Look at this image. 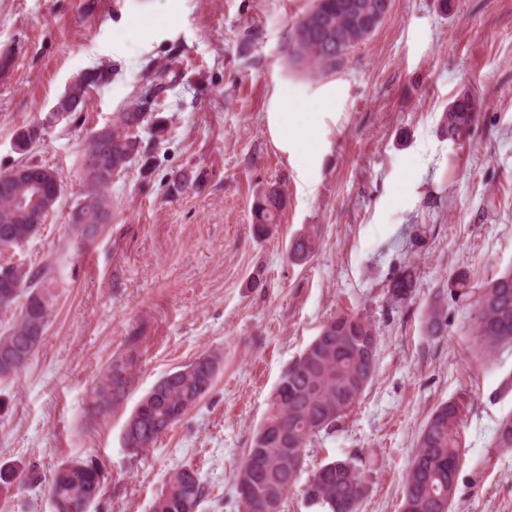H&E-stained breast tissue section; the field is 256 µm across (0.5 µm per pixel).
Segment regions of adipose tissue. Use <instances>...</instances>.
I'll use <instances>...</instances> for the list:
<instances>
[{
	"mask_svg": "<svg viewBox=\"0 0 512 512\" xmlns=\"http://www.w3.org/2000/svg\"><path fill=\"white\" fill-rule=\"evenodd\" d=\"M289 105L287 90H279L273 112L266 115L273 141L282 153L300 157L306 165H314L326 145L323 115L313 110L293 112Z\"/></svg>",
	"mask_w": 512,
	"mask_h": 512,
	"instance_id": "adipose-tissue-1",
	"label": "adipose tissue"
}]
</instances>
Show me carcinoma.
<instances>
[{
  "instance_id": "obj_1",
  "label": "carcinoma",
  "mask_w": 512,
  "mask_h": 512,
  "mask_svg": "<svg viewBox=\"0 0 512 512\" xmlns=\"http://www.w3.org/2000/svg\"><path fill=\"white\" fill-rule=\"evenodd\" d=\"M347 0H313L312 7L290 29L288 56L321 75L336 73L351 51L365 43L360 17L342 9ZM108 71L100 68L76 77L65 96L80 111L90 90L105 82ZM175 82V72H150L141 86L140 100L121 113L112 125V143L96 162H86L84 191L93 195L94 210L102 217L112 215L109 189L112 178L125 172L140 152L137 131L145 121L147 98L158 97ZM483 101L463 91L441 114L439 130L455 143L470 133L479 119ZM27 193L18 182L0 190V252L17 247L35 236L40 225L30 224L20 213L16 199ZM286 205L281 187L264 190L252 206V224L257 237H266L279 223ZM319 247L315 235L294 237L288 260L300 264ZM416 267L407 260L387 285L390 300L408 305L415 299ZM54 281L48 264L24 262L0 264V308L17 306L12 322L0 329V378L21 371L37 353L48 328L50 293ZM463 303L474 310L475 352L485 358L512 345V267L497 276L474 283L469 270L457 268L448 275L429 304L426 335H445L448 327L447 301ZM379 349V331L366 316L351 309L341 310L326 322L318 335L283 372L275 390L270 412L255 433L244 463L235 475L246 481L250 492L240 499L242 512H284L295 483L294 466L299 454L323 432L336 428L359 403L373 379ZM216 355L200 356L160 378L140 400L127 419L125 446L139 452L175 424L211 389L219 369L212 367ZM132 354L112 359L93 390L91 408L107 409L126 395L132 378ZM469 404L464 397L440 404L422 430L417 450L405 479L402 512H450L456 492L457 472L462 461L459 429ZM493 446L512 448V414L503 417L494 432ZM317 483L318 502L306 499L322 512H360L368 491L365 473L351 459L330 461L311 474ZM37 466L0 468V482L24 486L38 482ZM104 474L92 459L62 464L49 482L54 512H87L100 495ZM204 496L197 473L191 468L175 471L156 499L153 512H197Z\"/></svg>"
}]
</instances>
